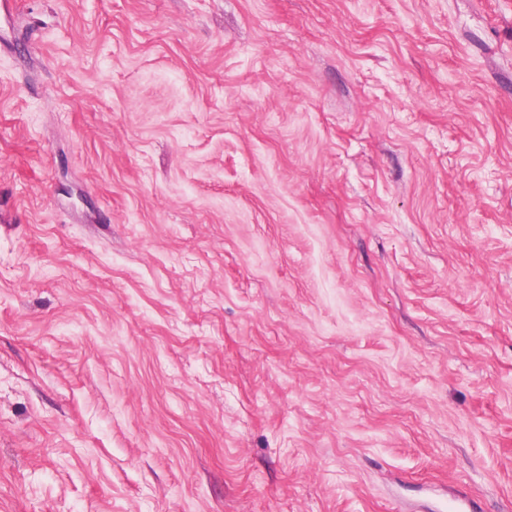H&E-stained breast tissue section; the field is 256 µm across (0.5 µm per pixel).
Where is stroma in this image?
Segmentation results:
<instances>
[{
  "label": "stroma",
  "mask_w": 512,
  "mask_h": 512,
  "mask_svg": "<svg viewBox=\"0 0 512 512\" xmlns=\"http://www.w3.org/2000/svg\"><path fill=\"white\" fill-rule=\"evenodd\" d=\"M512 512V0H15L0 512Z\"/></svg>",
  "instance_id": "stroma-1"
}]
</instances>
